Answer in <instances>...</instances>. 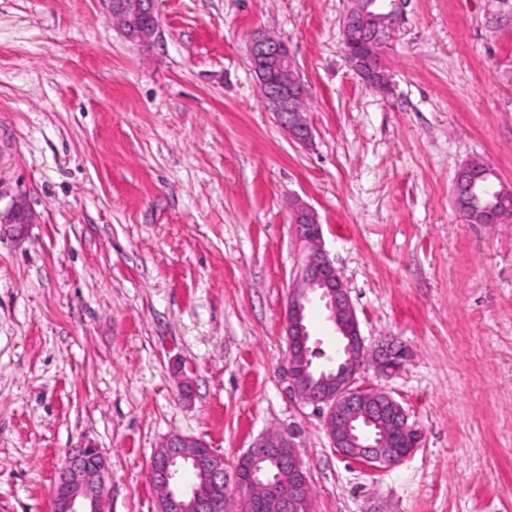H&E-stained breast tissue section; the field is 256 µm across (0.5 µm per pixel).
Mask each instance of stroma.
<instances>
[{
    "mask_svg": "<svg viewBox=\"0 0 512 512\" xmlns=\"http://www.w3.org/2000/svg\"><path fill=\"white\" fill-rule=\"evenodd\" d=\"M351 0H158L152 42L103 0H0V512H49L65 456L107 457L102 512H157L149 462L179 432L234 464L288 436L309 512H512V221L460 212L461 167L512 189V0H409L383 52L392 90L348 63ZM283 40L306 90L289 140L248 62ZM318 213L368 347L408 352L389 393L420 447L371 470L339 457L288 391L283 331ZM192 384L181 397V378ZM2 221L12 224L13 230L18 234H22L27 224L31 223V215L25 204V192L17 189L12 194L11 203L5 213L0 211V222Z\"/></svg>",
    "mask_w": 512,
    "mask_h": 512,
    "instance_id": "1",
    "label": "stroma"
}]
</instances>
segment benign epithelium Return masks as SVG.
Returning a JSON list of instances; mask_svg holds the SVG:
<instances>
[{
    "label": "benign epithelium",
    "mask_w": 512,
    "mask_h": 512,
    "mask_svg": "<svg viewBox=\"0 0 512 512\" xmlns=\"http://www.w3.org/2000/svg\"><path fill=\"white\" fill-rule=\"evenodd\" d=\"M155 2L107 0L125 37L139 43L150 42L159 27ZM406 4L407 0H353L342 21L343 44L354 70L365 83L383 91L390 87V76L382 50L399 31ZM248 61L269 111L292 141L308 144L312 131L300 112L306 92L295 76L288 45L257 31L250 37ZM472 170L468 165L456 177L454 197L460 211L480 224L512 218V192L503 188L496 191L493 208L481 211L470 206L475 188ZM2 221L19 234L31 223L24 191L12 194L9 208L0 211ZM292 223L307 256L289 291L284 314L289 391L321 411L338 455L371 469L394 466L418 447L421 436L391 395L358 384V375L370 358L381 373L397 372L405 351L392 341L372 350L366 347L348 288L323 248L317 213L297 199ZM315 298L323 302L338 337L329 369L318 374L312 364L322 353L311 346L306 324L307 306ZM235 471L243 512L258 502L273 512H307L309 480L287 436L272 432L253 441L237 458ZM106 473V459L97 445L89 442L73 450L58 469L51 512H101ZM149 476L160 512H224V457L201 436H167L154 453Z\"/></svg>",
    "instance_id": "obj_1"
}]
</instances>
